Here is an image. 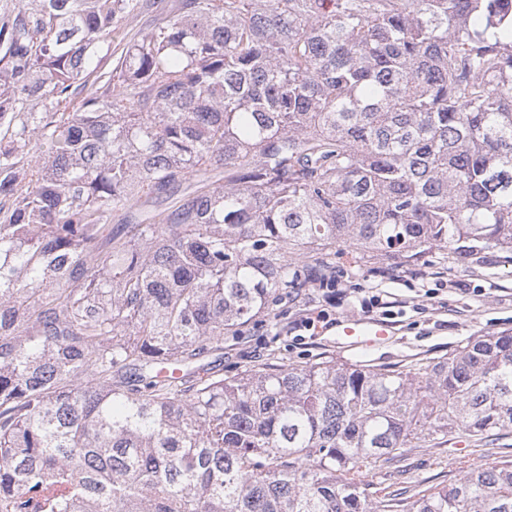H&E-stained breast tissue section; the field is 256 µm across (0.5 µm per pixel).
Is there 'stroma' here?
I'll list each match as a JSON object with an SVG mask.
<instances>
[{
	"instance_id": "obj_1",
	"label": "stroma",
	"mask_w": 512,
	"mask_h": 512,
	"mask_svg": "<svg viewBox=\"0 0 512 512\" xmlns=\"http://www.w3.org/2000/svg\"><path fill=\"white\" fill-rule=\"evenodd\" d=\"M162 11L147 7L136 17L118 22L103 67H112L130 43L161 19ZM336 264L341 270L339 286L347 290L345 297H336L331 288H313L308 299L278 307L238 339L225 341L219 371L230 376L266 364L325 359L367 371L403 370L448 357L477 337L512 333V254L484 252L462 264L432 255L419 263L432 273L427 280L416 278L408 269L380 276L360 261L352 247L344 248ZM376 290L389 296L393 307L367 309L364 301ZM306 315L315 317L313 328L303 327ZM372 316L390 327L388 338L377 347L363 350L340 335V321ZM407 463L406 475L382 468L372 471L367 480L389 491L406 483L418 492L453 482L473 469L509 465L512 432L498 433L489 444L451 434L412 449Z\"/></svg>"
}]
</instances>
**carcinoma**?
I'll return each mask as SVG.
<instances>
[{
	"instance_id": "cac0c4a2",
	"label": "carcinoma",
	"mask_w": 512,
	"mask_h": 512,
	"mask_svg": "<svg viewBox=\"0 0 512 512\" xmlns=\"http://www.w3.org/2000/svg\"><path fill=\"white\" fill-rule=\"evenodd\" d=\"M140 7L0 11V512H512V467L363 488L512 429V334L203 362L340 246L512 253V0H181L102 68Z\"/></svg>"
}]
</instances>
